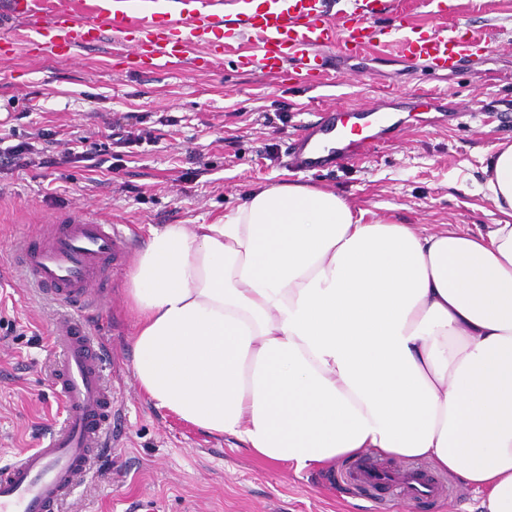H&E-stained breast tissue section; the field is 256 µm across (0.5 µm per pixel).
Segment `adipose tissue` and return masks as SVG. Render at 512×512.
<instances>
[{"instance_id":"adipose-tissue-1","label":"adipose tissue","mask_w":512,"mask_h":512,"mask_svg":"<svg viewBox=\"0 0 512 512\" xmlns=\"http://www.w3.org/2000/svg\"><path fill=\"white\" fill-rule=\"evenodd\" d=\"M478 234L362 223L302 184L153 227L131 272L133 375L155 406L296 469L371 451L512 512V145Z\"/></svg>"}]
</instances>
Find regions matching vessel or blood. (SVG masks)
<instances>
[{
	"instance_id": "obj_1",
	"label": "vessel or blood",
	"mask_w": 512,
	"mask_h": 512,
	"mask_svg": "<svg viewBox=\"0 0 512 512\" xmlns=\"http://www.w3.org/2000/svg\"><path fill=\"white\" fill-rule=\"evenodd\" d=\"M329 13L323 0H239L237 22L255 37L248 62L268 72H279L288 62L307 60L297 78L319 83L313 65L320 49L360 50L376 37L375 21L390 19L392 41L417 67L455 69L467 58L487 49V37L456 25L423 33L411 24L398 0H336ZM11 16L26 21L29 44L66 55L98 41L104 35L138 48L139 63L164 68L185 62L192 45L206 44L214 59H222L224 43L212 37L213 17L201 13L191 20H155L132 10L113 9L110 0H90L76 10L41 11L37 0H10ZM391 112L360 114L358 122L344 124L330 116L307 123L289 147L295 171L306 173L352 163L380 146L391 131ZM126 236L117 225L84 221L52 225L42 243L18 245L21 266L37 292L61 306L53 339L64 359L56 375L57 397L63 418L47 444L18 453L0 467V512H58L77 484L97 466L100 451L112 434V388L103 375L105 352L84 330L83 310L91 288L103 280L124 257ZM358 481L395 485L410 495L430 498L439 482L414 469L389 472L356 463L347 472Z\"/></svg>"
}]
</instances>
